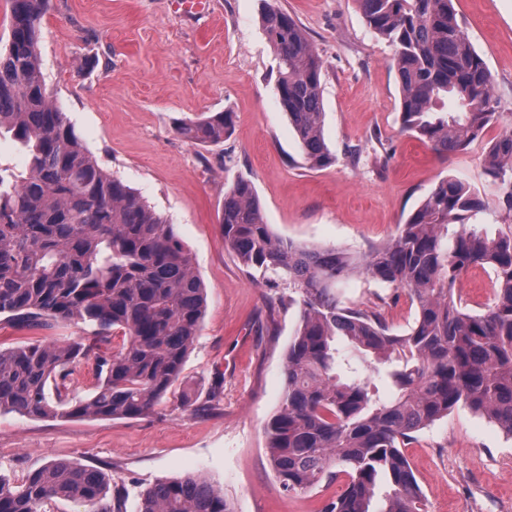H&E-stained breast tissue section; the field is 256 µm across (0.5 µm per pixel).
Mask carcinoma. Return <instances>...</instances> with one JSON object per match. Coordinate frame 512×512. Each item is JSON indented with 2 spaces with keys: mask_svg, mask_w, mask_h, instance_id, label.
Wrapping results in <instances>:
<instances>
[{
  "mask_svg": "<svg viewBox=\"0 0 512 512\" xmlns=\"http://www.w3.org/2000/svg\"><path fill=\"white\" fill-rule=\"evenodd\" d=\"M371 32L395 49L400 130L450 155L496 122L488 66L453 0H357ZM0 50V134L23 149L26 171L0 167V318L19 328L77 322L78 340L0 347V413L32 418L137 419L183 380L206 311V288L183 242L160 214L81 144L46 92L39 38L49 0H5ZM277 54L276 94L305 162L333 164L323 137L324 62L290 15L261 14ZM234 113L211 112L177 127L191 145L224 141ZM485 174L512 212V131L487 147ZM484 209L448 176L426 194L392 240L363 255L295 245L274 235L253 184L224 194L220 232L244 265L296 285L299 325L285 357V393L266 426L270 465L288 493L342 479L320 512H424L403 448L413 434L463 407L512 435V232L489 237L466 220ZM491 270L493 298L474 311L460 284ZM364 274L403 289L413 324L395 334L377 312L343 304L337 286ZM123 337L122 347L111 349ZM82 360L94 363L85 398L69 396ZM376 376L388 386L382 392ZM110 475L51 459L14 483L0 475V512H44L57 500L83 512H123L107 497ZM140 512H234L202 476L159 481Z\"/></svg>",
  "mask_w": 512,
  "mask_h": 512,
  "instance_id": "carcinoma-1",
  "label": "carcinoma"
}]
</instances>
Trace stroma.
I'll use <instances>...</instances> for the list:
<instances>
[{
	"label": "stroma",
	"mask_w": 512,
	"mask_h": 512,
	"mask_svg": "<svg viewBox=\"0 0 512 512\" xmlns=\"http://www.w3.org/2000/svg\"><path fill=\"white\" fill-rule=\"evenodd\" d=\"M291 15L324 61L323 135L332 165L306 167L276 92L278 62L260 24L264 5ZM463 30L492 76L500 118L448 156L400 131L393 48L368 28L356 0H211L192 15L175 0H50L41 67L50 101L112 175L167 218L207 292L186 360L183 408L170 398L138 419H34L0 414V474L20 482L62 458L112 477L124 512H139L157 481L199 474L235 512H320L339 486L288 493L277 482L265 425L280 406L284 354L298 326L288 277L243 266L224 245V193L250 180L276 236L355 254L389 242L440 179L452 175L484 204L474 223L512 231V215L483 170L493 138L512 127V0H454ZM232 111L224 142L185 143L182 121ZM345 305L382 313L402 332L406 291L356 275ZM80 324L18 330L0 321V346L83 335ZM405 453L426 512H512V438L458 408L417 432Z\"/></svg>",
	"instance_id": "35a3bbf8"
}]
</instances>
